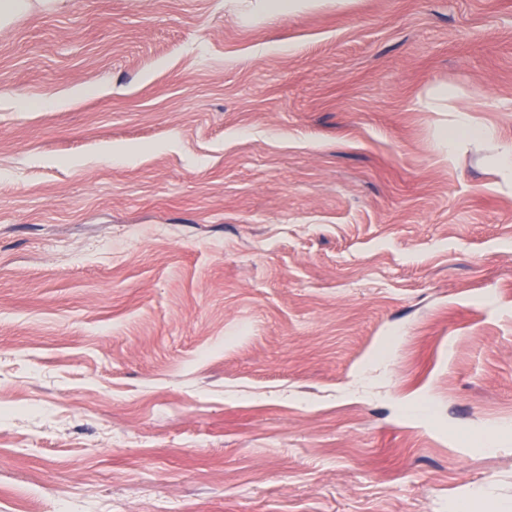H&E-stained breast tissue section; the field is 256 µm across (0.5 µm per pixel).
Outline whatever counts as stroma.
<instances>
[{
    "mask_svg": "<svg viewBox=\"0 0 512 512\" xmlns=\"http://www.w3.org/2000/svg\"><path fill=\"white\" fill-rule=\"evenodd\" d=\"M503 142L512 0L0 22V512H512ZM434 95L444 104L447 112H461L459 113L461 118L456 122V127L449 132L447 127L443 135V150L448 157L463 139H488L493 136L491 128H476L469 124L466 114L463 113L466 111L454 107V93L448 88H437Z\"/></svg>",
    "mask_w": 512,
    "mask_h": 512,
    "instance_id": "35a3bbf8",
    "label": "stroma"
}]
</instances>
